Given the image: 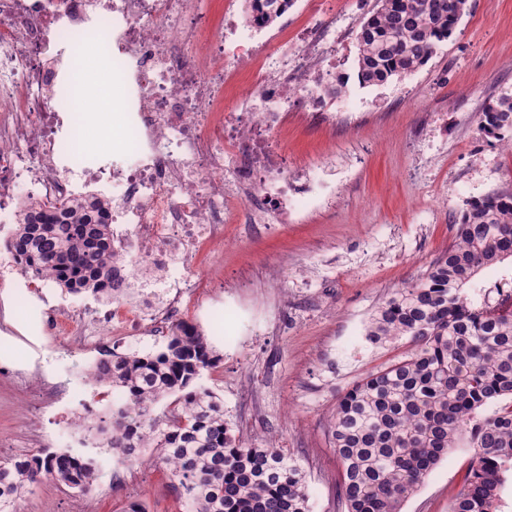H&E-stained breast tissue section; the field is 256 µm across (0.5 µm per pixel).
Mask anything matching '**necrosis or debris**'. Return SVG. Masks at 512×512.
<instances>
[{
	"mask_svg": "<svg viewBox=\"0 0 512 512\" xmlns=\"http://www.w3.org/2000/svg\"><path fill=\"white\" fill-rule=\"evenodd\" d=\"M201 4L0 0V224L16 223L24 203L54 211L101 187L124 275L135 282L149 270L161 286L101 316L63 311L59 328L84 344L169 335L203 285L190 259L223 239L227 222L284 224L336 193L323 162L289 165L281 137L299 112L335 124L325 111L335 46L312 26L292 55L267 36L264 10L210 25ZM82 38L100 39L112 60L125 156L94 160L70 133L62 91ZM256 55L264 66L239 86L241 109L225 111V82Z\"/></svg>",
	"mask_w": 512,
	"mask_h": 512,
	"instance_id": "1",
	"label": "necrosis or debris"
}]
</instances>
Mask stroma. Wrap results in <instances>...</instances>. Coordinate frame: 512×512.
<instances>
[{
	"instance_id": "35a3bbf8",
	"label": "stroma",
	"mask_w": 512,
	"mask_h": 512,
	"mask_svg": "<svg viewBox=\"0 0 512 512\" xmlns=\"http://www.w3.org/2000/svg\"><path fill=\"white\" fill-rule=\"evenodd\" d=\"M336 58L348 78L335 127L291 120L288 157L324 159L335 209L265 230L228 224L221 245L193 266L205 286L182 318L204 330L219 356L203 386L255 447L276 439L297 459L311 512H344L340 464L331 446L337 401L408 347L372 345L366 327L387 294L417 282L456 238L470 199L512 194V151L481 130L483 108L512 94V0H468L451 37L420 69L382 86H360L356 36L375 0H328ZM292 270L267 287L275 266ZM39 311L24 310L0 280V461L40 448H75L71 420L82 400L105 398L87 383L105 350L154 353L164 338L114 336L88 347L44 327V314L90 302L52 283ZM474 459L467 441L449 449L402 512H448ZM102 476L79 493L45 478L21 512H186L185 499L154 465L100 458Z\"/></svg>"
}]
</instances>
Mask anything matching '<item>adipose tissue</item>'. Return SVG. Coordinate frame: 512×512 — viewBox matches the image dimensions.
Segmentation results:
<instances>
[{
    "mask_svg": "<svg viewBox=\"0 0 512 512\" xmlns=\"http://www.w3.org/2000/svg\"><path fill=\"white\" fill-rule=\"evenodd\" d=\"M83 63L85 75L96 78L103 87L101 93L86 101L92 114L84 127L83 139L94 151L107 153L114 146V135L121 125V117L112 107L113 99L118 98L120 94V87L111 77L99 70L95 41L86 42Z\"/></svg>",
    "mask_w": 512,
    "mask_h": 512,
    "instance_id": "obj_1",
    "label": "adipose tissue"
}]
</instances>
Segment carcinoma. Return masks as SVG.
I'll list each match as a JSON object with an SVG mask.
<instances>
[{"label": "carcinoma", "instance_id": "obj_1", "mask_svg": "<svg viewBox=\"0 0 512 512\" xmlns=\"http://www.w3.org/2000/svg\"><path fill=\"white\" fill-rule=\"evenodd\" d=\"M467 0H376L357 34L363 86H381L424 66L448 40ZM480 124L512 148V95L481 112ZM26 257V272L69 293L107 302L133 301L134 289L114 265L110 225L80 208L61 214L23 206L7 241ZM512 257V194L467 203L455 241L415 284L394 289L366 332L378 346L410 350L370 372L336 404L330 432L341 465L346 512H401L448 449L469 437L475 451L450 512H497L512 471V309L477 307L464 289L477 272ZM218 355L197 326L171 327L163 350L101 353L88 382L123 394L110 418L77 416L97 455L39 448L0 462V512L19 503L41 477L86 490L100 478L98 455L164 468L182 490L187 512H309L305 475L283 448H257L233 432L224 402L197 384ZM174 397L171 416L155 413ZM496 404L477 417L478 409Z\"/></svg>", "mask_w": 512, "mask_h": 512}]
</instances>
